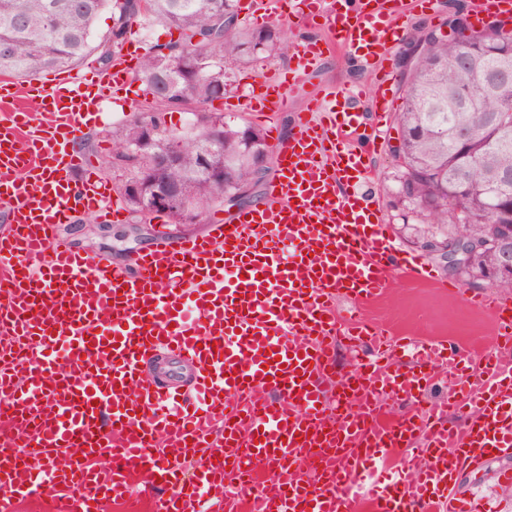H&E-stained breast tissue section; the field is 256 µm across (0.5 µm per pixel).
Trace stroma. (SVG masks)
<instances>
[{
  "label": "stroma",
  "instance_id": "stroma-1",
  "mask_svg": "<svg viewBox=\"0 0 512 512\" xmlns=\"http://www.w3.org/2000/svg\"><path fill=\"white\" fill-rule=\"evenodd\" d=\"M447 0H438L435 13L414 12L405 22L401 42L391 50L384 63L394 79H401L399 66L407 41L417 30L443 27L448 19ZM347 50L338 48L327 57L321 68L314 73L317 85H343L359 82L371 85L374 81L372 70L348 62ZM289 59L265 60L249 65L225 64L223 99L214 101V111L223 113L226 122L237 125L251 124L248 113L235 107L239 94L248 91L255 81L267 72L287 69ZM133 105L104 102L105 116L102 122L86 131L92 147L88 154L95 162L94 171L108 190H115L126 177L124 171L104 170L103 160L112 148L110 134L119 130L133 111L134 104L149 97L145 83L136 82ZM396 134L394 126H387L386 141L382 143L372 160L373 173L368 180L369 187L380 199L383 218L389 224L393 238L399 248L407 254L419 255L420 250L410 241L413 225L422 223V215L408 202L396 195L401 171L390 152L389 140ZM224 208L211 209L200 222L191 225H176L167 221H153L149 226H138L132 220L120 224L104 223L95 217H86L84 222L61 225L55 243L60 247L88 250L98 254L113 267H131L134 258L163 242L189 239L207 234L212 225L224 220ZM493 286L483 283L479 287L464 286L462 294L449 296L425 284L397 283L387 294L367 306L365 316L372 322L391 328L407 336L458 338L468 341L475 348H489L493 339V322L483 312L468 306L467 297L476 294L493 293ZM512 472V455L490 458L478 466L464 471L458 478L455 490L463 497H473L487 507H499L500 512H512V484L501 481L502 473Z\"/></svg>",
  "mask_w": 512,
  "mask_h": 512
}]
</instances>
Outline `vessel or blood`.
<instances>
[{
	"instance_id": "obj_1",
	"label": "vessel or blood",
	"mask_w": 512,
	"mask_h": 512,
	"mask_svg": "<svg viewBox=\"0 0 512 512\" xmlns=\"http://www.w3.org/2000/svg\"><path fill=\"white\" fill-rule=\"evenodd\" d=\"M244 7L265 20L285 13L284 0ZM418 9L435 11V0H304L299 22L326 38L295 45L294 66L241 104L266 124L295 113L262 206L141 253L130 273L50 243L80 215L126 218L76 143L130 87L131 58L0 81V214L10 226L0 236V512L31 497L101 512L136 476L157 490L152 512H232L235 500L246 512H482L450 491L464 470L512 453V303L470 301L495 321L481 367L468 344L388 336L335 311L341 297L379 298L395 277L462 292L424 259L399 255L365 188L392 104L382 62ZM337 46L373 68L371 106L363 90L329 88L293 110L294 91ZM342 337L373 354L338 377ZM160 351L191 366V393L146 375ZM443 367L455 374L447 398L386 420L388 397L426 392ZM454 409L464 425L449 422ZM417 443L428 463L405 462L361 495L371 466ZM34 456L65 462L42 469ZM261 463L274 478L258 481Z\"/></svg>"
}]
</instances>
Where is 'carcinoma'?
Listing matches in <instances>:
<instances>
[{"label":"carcinoma","mask_w":512,"mask_h":512,"mask_svg":"<svg viewBox=\"0 0 512 512\" xmlns=\"http://www.w3.org/2000/svg\"><path fill=\"white\" fill-rule=\"evenodd\" d=\"M112 10L110 31L94 36V24ZM146 16L180 30V39L149 52L137 79L151 94L112 135L107 169L120 167L127 181L150 192L152 175L181 186L185 199L207 211L224 196L255 188L265 174L257 156L267 146L261 129L224 125L223 138L212 142L216 118L207 105L224 97V60L254 63L284 56L288 31H245L237 23L235 0H0V74L33 76L69 67L92 57L110 65L130 25ZM424 57L403 71L404 104L396 117L402 141L404 173L412 192L438 224L455 223V210L469 213L474 232L495 221L500 195L512 197V128L499 130L512 114L500 111L485 82L512 76V40L495 44L428 39ZM188 111L194 116L182 145V160L159 170L148 152L129 157L126 145L145 124L166 133L165 116ZM210 146L209 164L224 169V181L210 182L199 168L197 146Z\"/></svg>","instance_id":"cac0c4a2"}]
</instances>
